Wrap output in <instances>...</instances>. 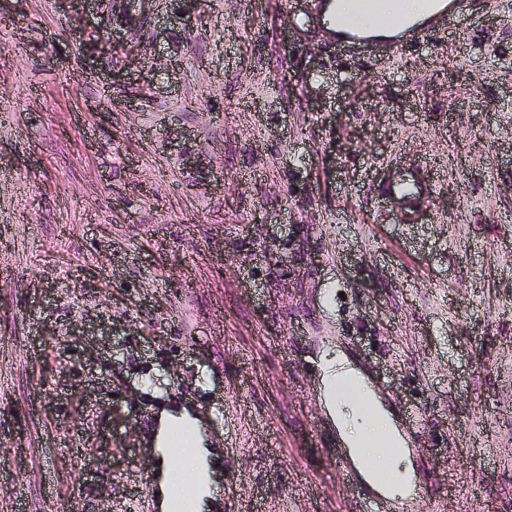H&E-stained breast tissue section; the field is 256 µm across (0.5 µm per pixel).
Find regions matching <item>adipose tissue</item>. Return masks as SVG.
<instances>
[{"label":"adipose tissue","mask_w":512,"mask_h":512,"mask_svg":"<svg viewBox=\"0 0 512 512\" xmlns=\"http://www.w3.org/2000/svg\"><path fill=\"white\" fill-rule=\"evenodd\" d=\"M319 369L320 405L335 426L355 468L369 484L375 485L377 492L388 498L399 499L412 493L415 477L408 439L367 378L350 364L341 350L331 347L321 351ZM341 370L360 388V402H345L337 394V373ZM178 427L188 428L191 433L192 463H184L183 459L164 452L172 430ZM370 439L384 440L392 447V455L374 459L371 449L366 446ZM151 445L154 453L152 471L157 478L161 512H173L175 504L169 495L170 481L187 467L193 472L195 488L189 512H210L220 497L221 486L206 421L187 406L161 409L155 417ZM380 470L391 471L395 476L394 482L387 485L378 483L376 473Z\"/></svg>","instance_id":"adipose-tissue-1"}]
</instances>
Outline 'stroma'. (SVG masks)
<instances>
[{"instance_id": "35a3bbf8", "label": "stroma", "mask_w": 512, "mask_h": 512, "mask_svg": "<svg viewBox=\"0 0 512 512\" xmlns=\"http://www.w3.org/2000/svg\"><path fill=\"white\" fill-rule=\"evenodd\" d=\"M469 15L389 52L318 0H0V512H159L169 398L223 512H353L326 345L412 439L407 512H512V0ZM431 191L432 185L420 175L411 180V182L401 180L384 186L385 195L401 200L411 218L415 217L420 201L428 197ZM177 427H187L191 433L190 448H193V461L190 469L193 472L194 495L189 501V512H204L211 509L219 499L221 486L218 466L214 464V453L209 438V428L206 421L192 408L178 406L163 408L155 416V425L152 433L151 445L154 453L152 473L157 478L158 506L161 512H171L177 508L175 502L185 495L183 486L169 485L171 479L184 470L185 463L182 458L172 456H185L189 448H184L177 437H174L167 450L171 456L163 452L169 442L171 432Z\"/></svg>"}]
</instances>
